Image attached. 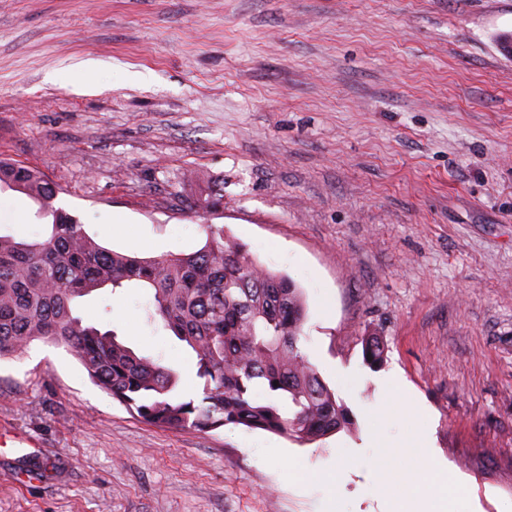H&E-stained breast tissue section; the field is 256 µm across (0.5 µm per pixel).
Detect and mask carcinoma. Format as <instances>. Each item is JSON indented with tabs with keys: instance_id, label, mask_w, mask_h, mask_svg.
I'll use <instances>...</instances> for the list:
<instances>
[{
	"instance_id": "cac0c4a2",
	"label": "carcinoma",
	"mask_w": 512,
	"mask_h": 512,
	"mask_svg": "<svg viewBox=\"0 0 512 512\" xmlns=\"http://www.w3.org/2000/svg\"><path fill=\"white\" fill-rule=\"evenodd\" d=\"M2 187L34 200L49 222L31 241L0 235V359L22 355L35 340L64 346L113 400L164 429L232 426L304 446L354 425L299 348L301 289L253 260L224 225H203L206 242L194 252L132 257L97 244L57 205V187L39 170L1 156ZM107 286L152 292L150 320L196 357L200 400L178 396L171 368L137 355L114 331L83 323L74 301ZM385 352L381 338L363 340L369 366H380ZM258 388L266 399L256 398Z\"/></svg>"
}]
</instances>
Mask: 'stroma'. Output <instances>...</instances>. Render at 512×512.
I'll return each instance as SVG.
<instances>
[{
  "instance_id": "1",
  "label": "stroma",
  "mask_w": 512,
  "mask_h": 512,
  "mask_svg": "<svg viewBox=\"0 0 512 512\" xmlns=\"http://www.w3.org/2000/svg\"><path fill=\"white\" fill-rule=\"evenodd\" d=\"M512 0H0V154L100 245L191 252L220 224L305 295L301 351L354 428L300 446L133 417L66 348L0 361V512H512ZM194 171L222 190L198 211ZM45 220L0 189V234ZM151 291L83 298L180 375ZM382 337L369 367L363 337ZM351 373L346 383L335 368ZM429 427L432 479L365 438ZM342 468L343 481L320 473Z\"/></svg>"
}]
</instances>
